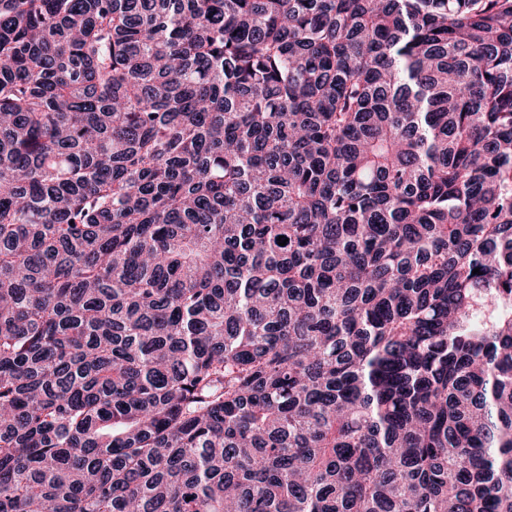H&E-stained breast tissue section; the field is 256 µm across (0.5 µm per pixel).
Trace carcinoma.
<instances>
[{
  "instance_id": "carcinoma-1",
  "label": "carcinoma",
  "mask_w": 512,
  "mask_h": 512,
  "mask_svg": "<svg viewBox=\"0 0 512 512\" xmlns=\"http://www.w3.org/2000/svg\"><path fill=\"white\" fill-rule=\"evenodd\" d=\"M0 512H512V0H0Z\"/></svg>"
}]
</instances>
